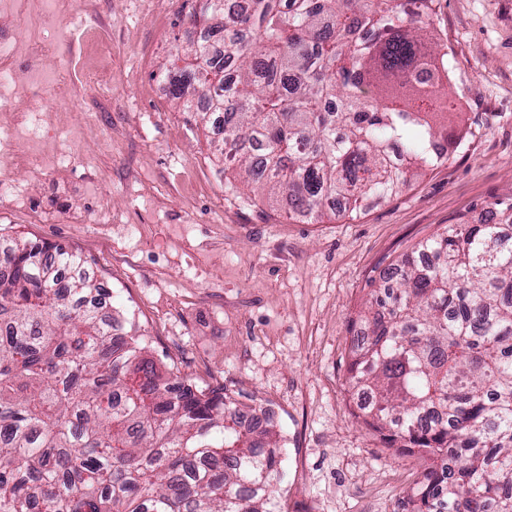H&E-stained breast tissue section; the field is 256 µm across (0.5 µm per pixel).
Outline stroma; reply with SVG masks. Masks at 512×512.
<instances>
[{
  "instance_id": "obj_1",
  "label": "stroma",
  "mask_w": 512,
  "mask_h": 512,
  "mask_svg": "<svg viewBox=\"0 0 512 512\" xmlns=\"http://www.w3.org/2000/svg\"><path fill=\"white\" fill-rule=\"evenodd\" d=\"M181 0H0V31L62 46L33 78L50 125L15 121L0 151V232L73 248L93 261L149 337L146 355L191 384L274 405L288 437L276 485L283 512H395L426 465L394 455L355 418L351 319L372 279L416 242L512 203V0H434L419 24L448 47L441 122L461 146L357 218L325 207L288 215L232 191L216 136L162 77L184 40ZM107 26L110 78L79 81L58 105L70 29Z\"/></svg>"
}]
</instances>
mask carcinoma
Here are the masks:
<instances>
[{
    "mask_svg": "<svg viewBox=\"0 0 512 512\" xmlns=\"http://www.w3.org/2000/svg\"><path fill=\"white\" fill-rule=\"evenodd\" d=\"M182 0L193 36L169 80L186 110L219 113L224 173L316 221L354 217L448 160L415 81L417 18L434 0ZM448 224L379 273L349 386L356 418L428 460L397 512H512V204ZM92 262L0 235V512H276L285 436L242 429L248 404L162 375ZM446 417L428 437L424 413Z\"/></svg>",
    "mask_w": 512,
    "mask_h": 512,
    "instance_id": "cac0c4a2",
    "label": "carcinoma"
}]
</instances>
